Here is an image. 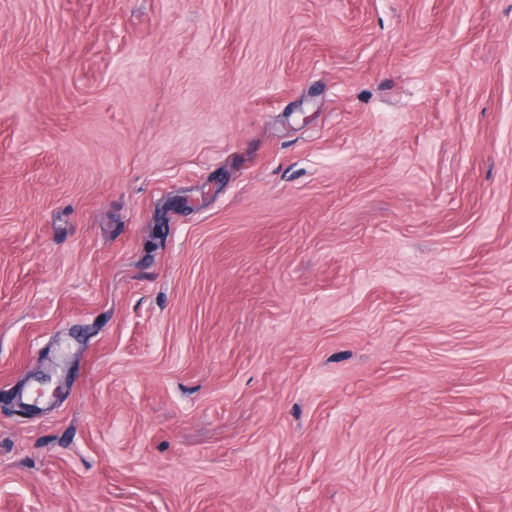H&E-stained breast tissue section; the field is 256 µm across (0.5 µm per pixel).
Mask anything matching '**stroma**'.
Returning <instances> with one entry per match:
<instances>
[{"mask_svg": "<svg viewBox=\"0 0 512 512\" xmlns=\"http://www.w3.org/2000/svg\"><path fill=\"white\" fill-rule=\"evenodd\" d=\"M36 500L512 512V0H0Z\"/></svg>", "mask_w": 512, "mask_h": 512, "instance_id": "obj_1", "label": "stroma"}]
</instances>
